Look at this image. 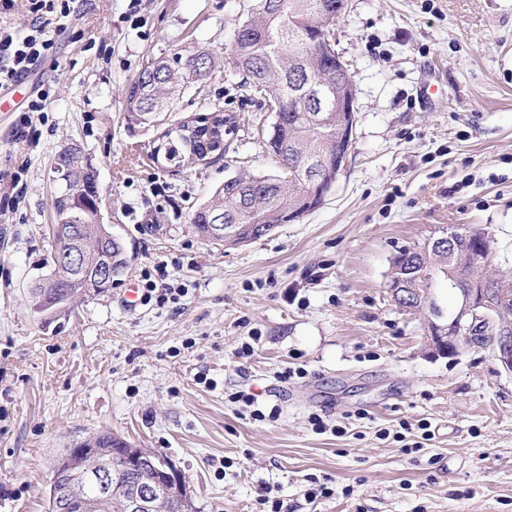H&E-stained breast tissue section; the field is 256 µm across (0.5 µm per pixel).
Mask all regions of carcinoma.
Listing matches in <instances>:
<instances>
[{
  "mask_svg": "<svg viewBox=\"0 0 512 512\" xmlns=\"http://www.w3.org/2000/svg\"><path fill=\"white\" fill-rule=\"evenodd\" d=\"M348 0H247L246 20L237 26L229 40V63L242 75V87L268 98L275 113L267 145L279 159L284 175L233 177L200 206L191 218L195 232L209 239V225L224 224L237 232V245L270 234L278 225L298 221L321 205L322 189L328 174L336 170V154L349 149V128L353 117L338 112L334 104L336 80L342 78L336 49H317L308 39H332L318 24L327 13L345 14ZM224 64L213 53L195 49L176 52L152 60L129 83L126 107L132 116L147 117L168 112L187 86L204 83ZM321 73L329 84L321 91L323 105L310 104L306 95L308 78ZM185 132H165L158 138L150 158L167 168L180 169L191 160L202 161L215 152H224V136L236 132L235 117L220 107H209L191 122ZM55 166L67 171L73 193L54 203L55 223L72 227L93 223L100 200L98 174L84 158L82 150H62ZM112 272L121 274L128 265L127 251L120 239L111 242ZM418 263L416 287H431L432 268ZM105 292L95 275L67 272L63 291L45 296L52 302L62 297ZM96 447L109 454L128 444L105 432L95 440ZM162 454L148 452L131 480L146 486L158 476Z\"/></svg>",
  "mask_w": 512,
  "mask_h": 512,
  "instance_id": "1",
  "label": "carcinoma"
}]
</instances>
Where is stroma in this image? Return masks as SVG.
Here are the masks:
<instances>
[{
  "mask_svg": "<svg viewBox=\"0 0 512 512\" xmlns=\"http://www.w3.org/2000/svg\"><path fill=\"white\" fill-rule=\"evenodd\" d=\"M70 7L56 56L24 80L48 110L0 111V512H47L52 463L100 431L171 459L197 512H259L262 487L283 512H512V374L487 347L434 354L429 311L389 290L398 250L453 226L489 233L486 272L512 274V0H349L334 34L357 94L348 165L317 209L234 248L189 219L229 177L280 174L273 112L215 71L173 116L217 103L238 129L223 158L169 173L125 88L151 58L227 56L243 0ZM434 78L437 107L420 97ZM72 144L130 260L47 321L29 289L52 270L49 174ZM147 279L172 296L126 305ZM237 391L278 418L253 420ZM315 481L332 496L306 501Z\"/></svg>",
  "mask_w": 512,
  "mask_h": 512,
  "instance_id": "stroma-1",
  "label": "stroma"
}]
</instances>
